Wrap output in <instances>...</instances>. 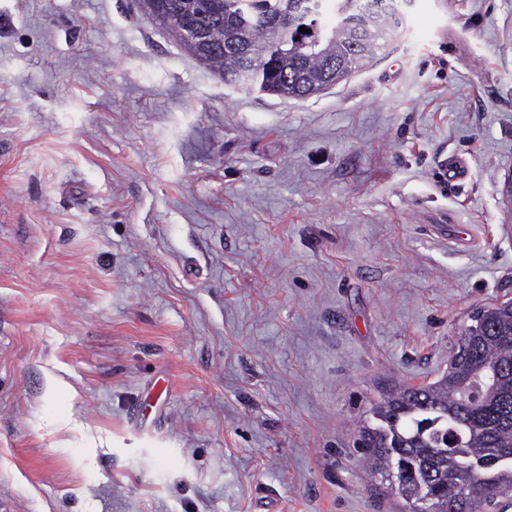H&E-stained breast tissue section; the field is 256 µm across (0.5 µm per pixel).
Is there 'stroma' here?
<instances>
[{"label": "stroma", "mask_w": 512, "mask_h": 512, "mask_svg": "<svg viewBox=\"0 0 512 512\" xmlns=\"http://www.w3.org/2000/svg\"><path fill=\"white\" fill-rule=\"evenodd\" d=\"M400 10L285 100L138 0H0L6 512H400L363 420L512 299V0Z\"/></svg>", "instance_id": "stroma-1"}]
</instances>
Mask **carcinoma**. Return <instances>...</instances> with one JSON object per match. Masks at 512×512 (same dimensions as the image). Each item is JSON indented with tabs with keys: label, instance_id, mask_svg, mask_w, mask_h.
<instances>
[{
	"label": "carcinoma",
	"instance_id": "obj_1",
	"mask_svg": "<svg viewBox=\"0 0 512 512\" xmlns=\"http://www.w3.org/2000/svg\"><path fill=\"white\" fill-rule=\"evenodd\" d=\"M394 2L160 0L156 19L224 81L301 99L386 47L400 24ZM328 5L333 23L322 26ZM460 345L447 375L383 395L360 428V461L401 512H491L512 498V303L478 310Z\"/></svg>",
	"mask_w": 512,
	"mask_h": 512
}]
</instances>
